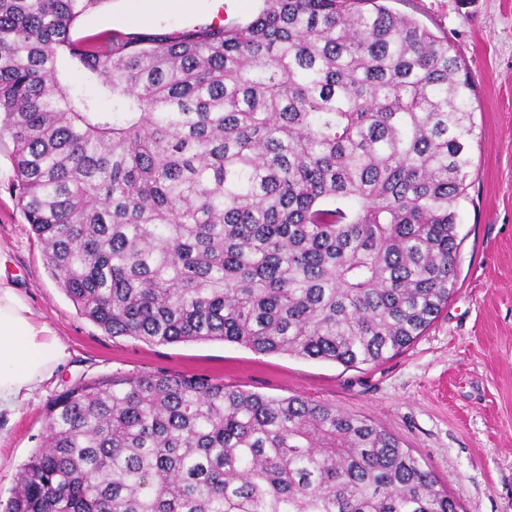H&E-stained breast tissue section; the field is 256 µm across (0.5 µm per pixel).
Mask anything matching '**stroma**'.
Segmentation results:
<instances>
[{
	"label": "stroma",
	"instance_id": "35a3bbf8",
	"mask_svg": "<svg viewBox=\"0 0 512 512\" xmlns=\"http://www.w3.org/2000/svg\"><path fill=\"white\" fill-rule=\"evenodd\" d=\"M388 5L448 38L476 83L473 167L459 207L457 285L447 306L408 348L355 367L223 341L154 345L107 335L50 275L8 191L13 144L2 137L0 247L68 358L30 399L0 416L1 505L40 442L52 399L82 381L165 372L271 397L300 395L365 416L412 450L460 512H512V0ZM262 7L263 0H106L72 35L114 31L147 43L211 23L243 25Z\"/></svg>",
	"mask_w": 512,
	"mask_h": 512
}]
</instances>
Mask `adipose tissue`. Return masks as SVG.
<instances>
[{"label":"adipose tissue","instance_id":"obj_1","mask_svg":"<svg viewBox=\"0 0 512 512\" xmlns=\"http://www.w3.org/2000/svg\"><path fill=\"white\" fill-rule=\"evenodd\" d=\"M0 251V413L13 412L63 363L66 352L7 275Z\"/></svg>","mask_w":512,"mask_h":512}]
</instances>
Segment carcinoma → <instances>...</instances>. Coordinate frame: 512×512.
<instances>
[{
  "label": "carcinoma",
  "instance_id": "1",
  "mask_svg": "<svg viewBox=\"0 0 512 512\" xmlns=\"http://www.w3.org/2000/svg\"><path fill=\"white\" fill-rule=\"evenodd\" d=\"M106 0H0V134L46 267L151 344L375 364L456 286L474 81L384 0H264L142 47L72 30ZM66 52L97 85L62 83ZM111 101L103 110L99 99ZM5 512H458L371 420L162 372L49 405Z\"/></svg>",
  "mask_w": 512,
  "mask_h": 512
}]
</instances>
